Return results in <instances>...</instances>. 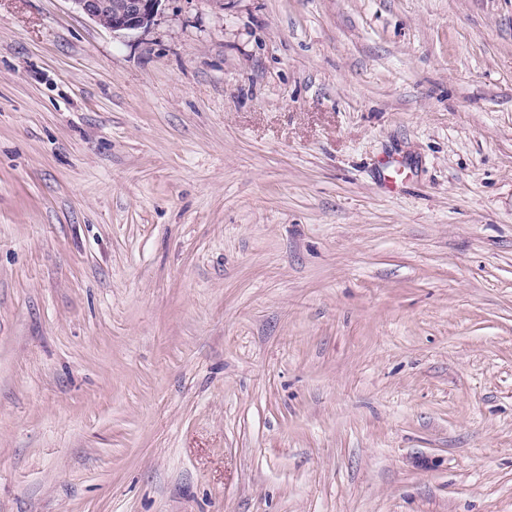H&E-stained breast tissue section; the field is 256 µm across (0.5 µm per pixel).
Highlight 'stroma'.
Segmentation results:
<instances>
[{
  "label": "stroma",
  "mask_w": 512,
  "mask_h": 512,
  "mask_svg": "<svg viewBox=\"0 0 512 512\" xmlns=\"http://www.w3.org/2000/svg\"><path fill=\"white\" fill-rule=\"evenodd\" d=\"M0 512H512V0H0ZM72 0L76 8L112 32L135 31L152 26L162 0Z\"/></svg>",
  "instance_id": "1"
}]
</instances>
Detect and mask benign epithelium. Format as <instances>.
<instances>
[{
    "mask_svg": "<svg viewBox=\"0 0 512 512\" xmlns=\"http://www.w3.org/2000/svg\"><path fill=\"white\" fill-rule=\"evenodd\" d=\"M76 8L112 32L135 31L152 26L162 0H72Z\"/></svg>",
    "mask_w": 512,
    "mask_h": 512,
    "instance_id": "obj_1",
    "label": "benign epithelium"
}]
</instances>
